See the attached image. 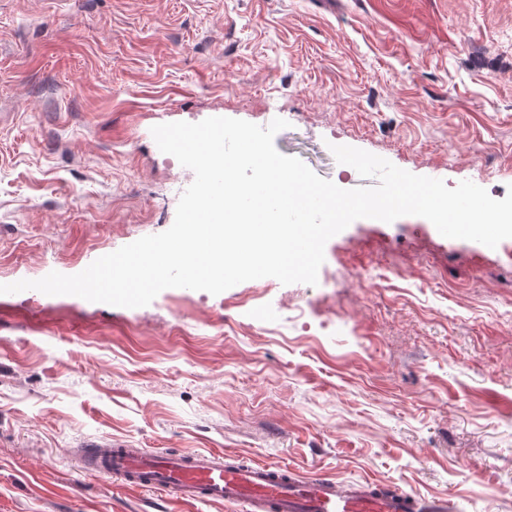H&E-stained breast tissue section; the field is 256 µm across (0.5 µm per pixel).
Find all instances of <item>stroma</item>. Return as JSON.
Wrapping results in <instances>:
<instances>
[{"instance_id": "1", "label": "stroma", "mask_w": 512, "mask_h": 512, "mask_svg": "<svg viewBox=\"0 0 512 512\" xmlns=\"http://www.w3.org/2000/svg\"><path fill=\"white\" fill-rule=\"evenodd\" d=\"M216 115L286 120L343 189L374 181L335 145L505 198L512 0H0V284L169 229L194 173L151 129ZM266 283L0 294V512H183L79 470L90 439L512 512V238L363 218L316 285Z\"/></svg>"}]
</instances>
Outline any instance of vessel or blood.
<instances>
[{"label":"vessel or blood","instance_id":"b4317fda","mask_svg":"<svg viewBox=\"0 0 512 512\" xmlns=\"http://www.w3.org/2000/svg\"><path fill=\"white\" fill-rule=\"evenodd\" d=\"M84 471L171 492L185 505L219 503L246 512H457L452 500L370 481L306 475L274 463L239 464L220 452L153 454L118 443L76 449Z\"/></svg>","mask_w":512,"mask_h":512}]
</instances>
